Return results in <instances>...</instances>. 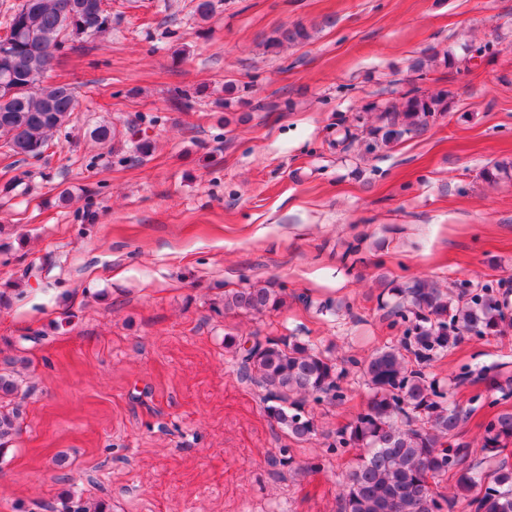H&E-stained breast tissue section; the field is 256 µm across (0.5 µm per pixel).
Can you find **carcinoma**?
I'll return each mask as SVG.
<instances>
[{
  "label": "carcinoma",
  "instance_id": "carcinoma-1",
  "mask_svg": "<svg viewBox=\"0 0 512 512\" xmlns=\"http://www.w3.org/2000/svg\"><path fill=\"white\" fill-rule=\"evenodd\" d=\"M111 27L106 0H21L0 36V86L9 98L0 100V138L7 157H36L78 106L67 84L48 81L56 52L67 41L79 42ZM310 38L301 23L277 30L269 47L298 44ZM437 54L432 53L427 60ZM425 60V61H427ZM425 61L411 65L412 76L401 101L382 111L381 125L370 129L365 151L388 147L408 135H419L448 111L441 95H430L418 81ZM284 303L273 288H239L224 295V311L250 314L277 312ZM379 307L388 327L402 335L368 358L350 355L337 360L299 336L224 337L234 350L241 379L264 389L265 411L301 443L317 435L304 406L312 401H343V381L355 371L370 389L365 407L336 431L328 450L360 451L357 465L338 477L339 512H512V467L494 462L496 452L512 444V407L500 409L482 426L479 462H471L470 446L452 442L460 425V409L449 399L447 385L427 372L466 335L485 336L512 328L493 285H459L445 292L429 279L383 288ZM19 383L0 374V446L17 432L19 407L9 400ZM451 475L453 492L434 491L432 481Z\"/></svg>",
  "mask_w": 512,
  "mask_h": 512
}]
</instances>
